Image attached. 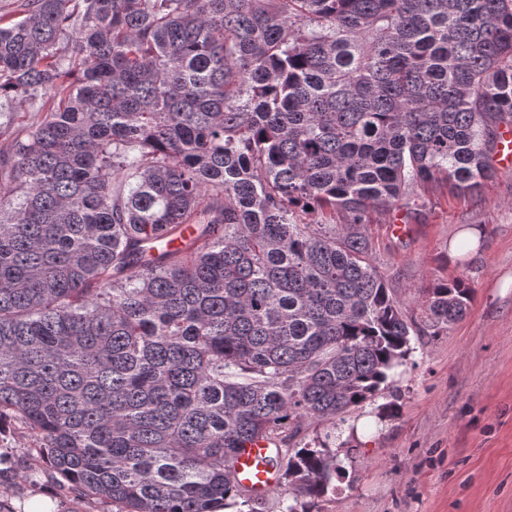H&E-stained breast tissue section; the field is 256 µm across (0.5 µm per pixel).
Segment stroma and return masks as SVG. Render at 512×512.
<instances>
[{
	"instance_id": "35a3bbf8",
	"label": "stroma",
	"mask_w": 512,
	"mask_h": 512,
	"mask_svg": "<svg viewBox=\"0 0 512 512\" xmlns=\"http://www.w3.org/2000/svg\"><path fill=\"white\" fill-rule=\"evenodd\" d=\"M421 205L370 217L372 262L420 324L393 372L396 417L382 401L331 425L302 424L304 445L333 432L342 475L298 512H512V171L498 170L477 192L426 188ZM410 227L397 238L388 224ZM462 278L474 290L468 315L440 335L424 330L420 287ZM22 434L0 435V512L51 494L57 512H112L47 468L30 470Z\"/></svg>"
}]
</instances>
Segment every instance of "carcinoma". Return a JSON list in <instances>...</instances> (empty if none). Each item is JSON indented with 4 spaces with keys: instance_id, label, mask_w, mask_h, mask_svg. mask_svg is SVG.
<instances>
[{
    "instance_id": "1",
    "label": "carcinoma",
    "mask_w": 512,
    "mask_h": 512,
    "mask_svg": "<svg viewBox=\"0 0 512 512\" xmlns=\"http://www.w3.org/2000/svg\"><path fill=\"white\" fill-rule=\"evenodd\" d=\"M0 433L115 512H262L340 475L336 421L391 388L420 327L370 213L473 192L512 123V0H13L0 105ZM189 225L181 249L169 243ZM433 335L461 279L420 290ZM268 443L259 441L248 445L236 459V475L245 486L262 491L273 480V469L266 464Z\"/></svg>"
}]
</instances>
